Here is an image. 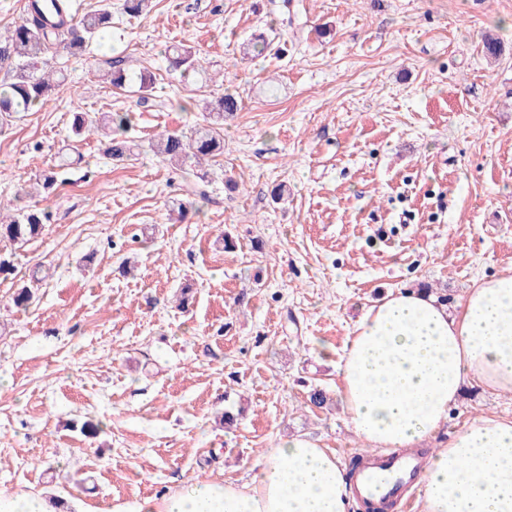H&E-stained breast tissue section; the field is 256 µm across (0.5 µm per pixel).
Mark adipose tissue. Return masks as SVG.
Masks as SVG:
<instances>
[{
	"instance_id": "obj_1",
	"label": "adipose tissue",
	"mask_w": 512,
	"mask_h": 512,
	"mask_svg": "<svg viewBox=\"0 0 512 512\" xmlns=\"http://www.w3.org/2000/svg\"><path fill=\"white\" fill-rule=\"evenodd\" d=\"M349 427L370 450L413 448L463 385L512 394V273L478 281L458 313L403 289L367 309L338 363ZM336 456L304 437L266 449L247 481L202 480L119 512H348ZM418 512H512V419L480 416L434 450Z\"/></svg>"
}]
</instances>
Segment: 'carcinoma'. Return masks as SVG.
<instances>
[{
    "label": "carcinoma",
    "mask_w": 512,
    "mask_h": 512,
    "mask_svg": "<svg viewBox=\"0 0 512 512\" xmlns=\"http://www.w3.org/2000/svg\"><path fill=\"white\" fill-rule=\"evenodd\" d=\"M122 7L131 17L141 16L153 8V0H122ZM48 9L55 12V18L48 20L38 6H32L28 16L18 23L4 38L0 39V67L10 74V80L0 85V124L8 123L18 112H28L33 107L48 104L64 76L54 70L40 67L46 56L60 51L75 54L89 42L100 39L112 27V0H101L100 8L83 16L68 13L64 0H53ZM171 68L186 74L202 69L199 50L193 46L177 45L169 49ZM114 87H123L137 82L147 88L153 83L147 71L134 73L112 63L107 72ZM238 100L231 94H223L207 104L209 121L197 125L189 132L168 131L160 134L148 144L149 150L172 168L187 172L195 165L200 171L194 173L195 195L206 198L205 183L208 171L203 164L224 153V138L221 130L224 118L238 111ZM126 113H113L96 118L87 112L72 113V132L77 138L111 124L113 136L105 144V153L112 159L121 160L130 154L131 145L122 137L128 126ZM32 197L29 186L20 187L10 203L0 205V240L25 243L41 235L46 214L31 206L27 199ZM38 273H33L31 284L20 287L13 295L12 302L17 308L28 307L33 300L31 285L38 282Z\"/></svg>",
    "instance_id": "cac0c4a2"
}]
</instances>
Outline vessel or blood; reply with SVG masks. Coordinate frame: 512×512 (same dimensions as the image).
<instances>
[{
	"label": "vessel or blood",
	"mask_w": 512,
	"mask_h": 512,
	"mask_svg": "<svg viewBox=\"0 0 512 512\" xmlns=\"http://www.w3.org/2000/svg\"><path fill=\"white\" fill-rule=\"evenodd\" d=\"M425 460L418 450L397 448L373 459L366 468L355 471L353 495L361 508L381 498L403 500L407 488L424 475Z\"/></svg>",
	"instance_id": "1"
}]
</instances>
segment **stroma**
<instances>
[{
    "label": "stroma",
    "instance_id": "35a3bbf8",
    "mask_svg": "<svg viewBox=\"0 0 512 512\" xmlns=\"http://www.w3.org/2000/svg\"><path fill=\"white\" fill-rule=\"evenodd\" d=\"M112 4L107 40L47 57L65 77L54 99L0 128L1 199L58 173L32 196L43 234L0 241L14 266L0 274V493L111 512L246 481L293 435L350 468L363 449L337 363L364 311L424 289L455 312L474 282L512 272V0H156L137 18ZM261 33L283 57L244 54ZM178 43L203 57L192 80L168 68ZM115 55L150 70L153 90L113 88ZM224 93L239 110L207 198L145 149L107 159L99 132L79 142L82 164L61 153L72 112L129 113L145 146ZM176 201L190 205L181 223ZM37 267L19 310L11 296ZM482 415L512 418V395L467 385L426 447Z\"/></svg>",
    "mask_w": 512,
    "mask_h": 512
}]
</instances>
